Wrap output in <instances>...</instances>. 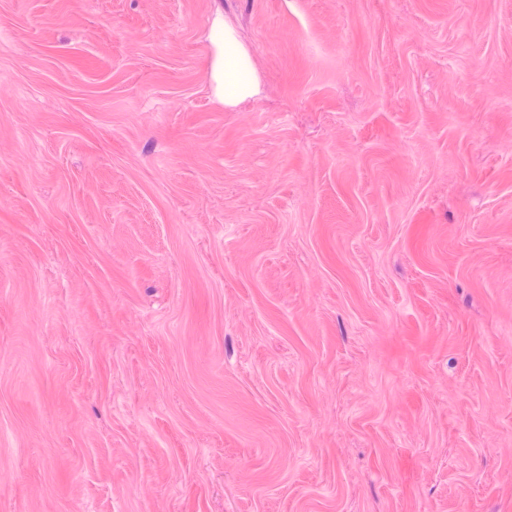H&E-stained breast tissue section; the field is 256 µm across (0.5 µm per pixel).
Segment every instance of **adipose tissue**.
<instances>
[{
	"label": "adipose tissue",
	"mask_w": 512,
	"mask_h": 512,
	"mask_svg": "<svg viewBox=\"0 0 512 512\" xmlns=\"http://www.w3.org/2000/svg\"><path fill=\"white\" fill-rule=\"evenodd\" d=\"M212 44L211 73L214 93L225 105H235L243 95H256L259 82L253 75L249 55L237 42L223 14H216L210 34Z\"/></svg>",
	"instance_id": "adipose-tissue-1"
}]
</instances>
